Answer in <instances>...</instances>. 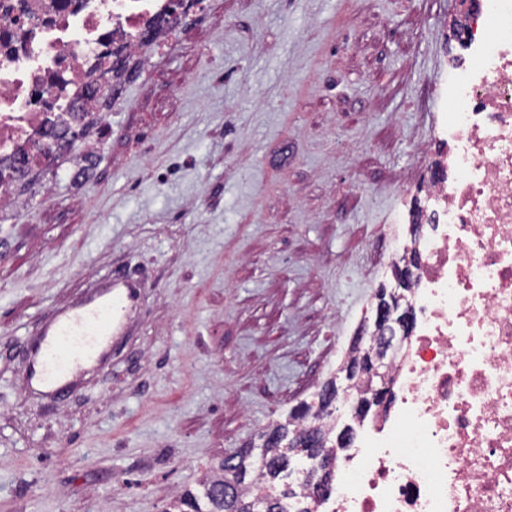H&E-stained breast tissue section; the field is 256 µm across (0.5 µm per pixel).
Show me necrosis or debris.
Wrapping results in <instances>:
<instances>
[{
	"mask_svg": "<svg viewBox=\"0 0 512 512\" xmlns=\"http://www.w3.org/2000/svg\"><path fill=\"white\" fill-rule=\"evenodd\" d=\"M202 13V0H0V169L21 149L34 173L51 167L42 133L70 103L106 135L112 60L136 66ZM460 50L436 131L448 174L426 189L415 243L413 333L390 401L313 512H512V0H482Z\"/></svg>",
	"mask_w": 512,
	"mask_h": 512,
	"instance_id": "necrosis-or-debris-1",
	"label": "necrosis or debris"
}]
</instances>
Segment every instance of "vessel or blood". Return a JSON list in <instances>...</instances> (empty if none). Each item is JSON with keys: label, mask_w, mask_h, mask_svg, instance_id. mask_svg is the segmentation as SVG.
<instances>
[{"label": "vessel or blood", "mask_w": 512, "mask_h": 512, "mask_svg": "<svg viewBox=\"0 0 512 512\" xmlns=\"http://www.w3.org/2000/svg\"><path fill=\"white\" fill-rule=\"evenodd\" d=\"M141 293L139 280L116 276L80 303L59 308L27 355L26 389L54 402L73 392L89 371L108 361L113 339L126 335Z\"/></svg>", "instance_id": "vessel-or-blood-1"}]
</instances>
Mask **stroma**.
Returning <instances> with one entry per match:
<instances>
[{
    "instance_id": "1",
    "label": "stroma",
    "mask_w": 512,
    "mask_h": 512,
    "mask_svg": "<svg viewBox=\"0 0 512 512\" xmlns=\"http://www.w3.org/2000/svg\"><path fill=\"white\" fill-rule=\"evenodd\" d=\"M456 0H205L122 87L92 168L0 223V512H165L333 379L451 106ZM145 288L63 401L24 345Z\"/></svg>"
}]
</instances>
